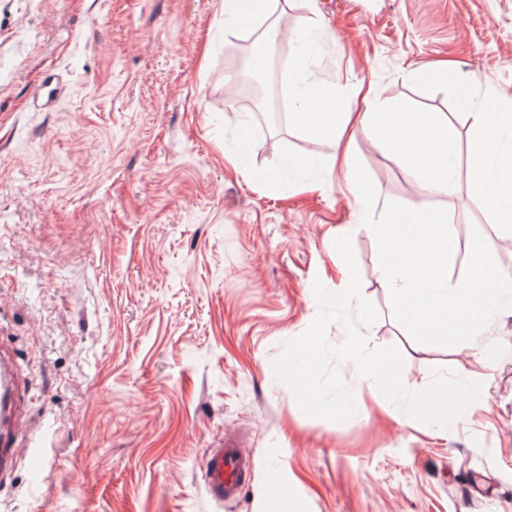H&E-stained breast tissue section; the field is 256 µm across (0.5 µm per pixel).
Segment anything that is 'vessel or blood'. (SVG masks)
Returning a JSON list of instances; mask_svg holds the SVG:
<instances>
[{"instance_id":"b4317fda","label":"vessel or blood","mask_w":512,"mask_h":512,"mask_svg":"<svg viewBox=\"0 0 512 512\" xmlns=\"http://www.w3.org/2000/svg\"><path fill=\"white\" fill-rule=\"evenodd\" d=\"M21 397L20 370L13 355L0 350V475L11 471L13 450L24 434L14 425ZM253 462L243 449L236 447L209 449L203 468V480L217 502L239 496Z\"/></svg>"}]
</instances>
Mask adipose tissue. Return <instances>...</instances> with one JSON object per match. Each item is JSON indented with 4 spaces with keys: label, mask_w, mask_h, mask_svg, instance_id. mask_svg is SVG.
<instances>
[{
    "label": "adipose tissue",
    "mask_w": 512,
    "mask_h": 512,
    "mask_svg": "<svg viewBox=\"0 0 512 512\" xmlns=\"http://www.w3.org/2000/svg\"><path fill=\"white\" fill-rule=\"evenodd\" d=\"M298 98L307 126L330 137L345 155L356 126L373 118L369 112L337 111L335 98L306 88L299 89ZM470 118L476 144L471 179L486 189V205L497 223L512 224V142L503 141L504 133L512 131V113L498 101L482 106ZM382 143L396 159L413 164L423 173L427 190L447 193L453 182L455 157L446 129L432 118L415 112L396 113ZM364 223L385 245L379 265L381 281L400 313L420 331H440L462 347H469L471 334L449 325V317L488 320L497 314L502 301L512 298V277L487 274L479 262L464 280L449 284L453 241L447 225L434 223L423 211L406 214L388 210L377 219L368 214Z\"/></svg>",
    "instance_id": "adipose-tissue-1"
}]
</instances>
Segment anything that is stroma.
I'll use <instances>...</instances> for the list:
<instances>
[{
    "label": "stroma",
    "mask_w": 512,
    "mask_h": 512,
    "mask_svg": "<svg viewBox=\"0 0 512 512\" xmlns=\"http://www.w3.org/2000/svg\"><path fill=\"white\" fill-rule=\"evenodd\" d=\"M222 2L0 0V346L23 369L26 431L53 461L31 489L20 442L0 512H512V309L473 324L469 350L399 315L379 279L384 246L355 226L329 169L331 140L305 130L296 99L266 130L227 102L239 43L262 29L225 34ZM267 6L316 48L285 60L269 43L263 76L284 91L297 69L334 97L373 85L383 106L446 126L457 166L475 151L470 112L512 99V0ZM447 60L448 77L426 76ZM352 163L374 213L424 210L463 243L449 282L478 254L512 274L497 248L512 229L471 179L427 191L371 125ZM346 224L379 314L369 345L401 351L407 389L437 370L483 385L448 431L396 423L345 361L331 367L365 404L346 421L305 415L275 377L284 343L319 311L314 281L340 283ZM228 443L254 468L220 504L201 470ZM273 470L288 499L270 498Z\"/></svg>",
    "instance_id": "35a3bbf8"
}]
</instances>
